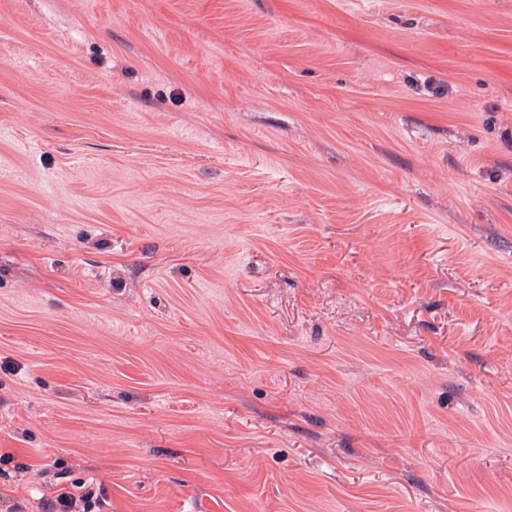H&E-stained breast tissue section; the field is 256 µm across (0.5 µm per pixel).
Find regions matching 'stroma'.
I'll return each mask as SVG.
<instances>
[{"label":"stroma","instance_id":"1","mask_svg":"<svg viewBox=\"0 0 512 512\" xmlns=\"http://www.w3.org/2000/svg\"><path fill=\"white\" fill-rule=\"evenodd\" d=\"M512 512V0H0V512ZM83 485L62 487L44 504V512H101L103 499Z\"/></svg>","mask_w":512,"mask_h":512}]
</instances>
